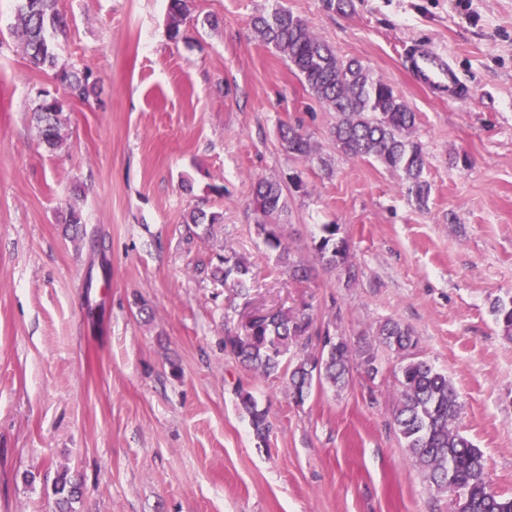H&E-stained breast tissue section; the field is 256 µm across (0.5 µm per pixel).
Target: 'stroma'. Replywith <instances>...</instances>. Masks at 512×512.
I'll list each match as a JSON object with an SVG mask.
<instances>
[{"mask_svg": "<svg viewBox=\"0 0 512 512\" xmlns=\"http://www.w3.org/2000/svg\"><path fill=\"white\" fill-rule=\"evenodd\" d=\"M167 4L58 0V61L98 83L88 102L65 100L68 137L51 152L31 113L62 88L12 36L17 0H0V512H56L65 467L83 483L76 512H448L389 426L395 354L377 350L375 379L354 368L300 405L287 376L225 356V327L277 307L308 310L354 347L385 319L412 327L459 395L457 426L492 488L512 494V342L489 311L512 298V0H352L343 14L284 0L415 112L423 207L397 173L337 151L335 112L253 31L271 0H192L174 41ZM413 44L446 54L469 96L415 83L401 60ZM283 122L318 161L285 153ZM259 176L288 187L279 234L310 281L290 280L256 233ZM72 207L105 256L66 236ZM196 208L224 221L189 244ZM325 224L348 239L355 282L319 266ZM226 250L251 266L248 297L200 271ZM239 386L269 413L267 443Z\"/></svg>", "mask_w": 512, "mask_h": 512, "instance_id": "35a3bbf8", "label": "stroma"}]
</instances>
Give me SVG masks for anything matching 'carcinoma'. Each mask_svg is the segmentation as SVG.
Returning a JSON list of instances; mask_svg holds the SVG:
<instances>
[{
	"label": "carcinoma",
	"mask_w": 512,
	"mask_h": 512,
	"mask_svg": "<svg viewBox=\"0 0 512 512\" xmlns=\"http://www.w3.org/2000/svg\"><path fill=\"white\" fill-rule=\"evenodd\" d=\"M168 9L169 37L175 40L180 35V22L190 11L189 0H169ZM63 26L57 0H18L14 33L29 61L36 67L55 70L56 81L68 96L85 102L96 87L92 73L57 67L50 33ZM253 28L265 44L288 60L312 97L336 113V123L330 130L336 150L349 158L374 160L398 173L400 187L407 196L425 204L430 184L424 177L425 153L413 136L416 113L391 85L374 77L363 62L339 57L335 48L317 37L304 19L285 7L276 5L256 16ZM33 118L45 147L50 151L61 147L69 123L62 100L44 92ZM279 138L285 152L310 161L316 158L314 144L300 127L280 125ZM252 204L257 215V233L269 248L279 251L278 261L287 268L289 278L295 282L308 280L309 269L291 261L277 233L275 219L288 210L282 183L273 178H258ZM221 223L222 215L218 213L193 210L185 224L187 240L210 236ZM322 232L313 245L316 256L326 266L345 271L348 280H356L357 271L349 262L348 240L340 236V225L324 224ZM217 259L211 277L221 282L231 279L241 295H248L250 266L233 253L219 254ZM490 310L504 338L512 341V300L496 298ZM312 327L313 318L307 313L270 309L254 322L249 334L225 331L224 353L256 375L276 377L283 371L289 348L296 346L302 351L306 347L303 337L316 335L321 340L318 353H303L288 371L291 397L301 404L315 385L344 387L356 355L360 356L367 376L376 377L374 347L386 348L402 361L391 426L403 441L412 466L431 489L450 494L449 512H512V496L506 497L491 488L482 450L456 426L461 404L448 375L415 357L417 340L409 326L386 319L376 328L374 343L356 350L345 339L331 335L329 327L316 332ZM237 398L254 436L266 442L272 430L267 410L259 407L253 394L242 386L237 389ZM54 494L60 512H75L73 503L80 498L81 488L69 470L57 472Z\"/></svg>",
	"instance_id": "cac0c4a2"
}]
</instances>
